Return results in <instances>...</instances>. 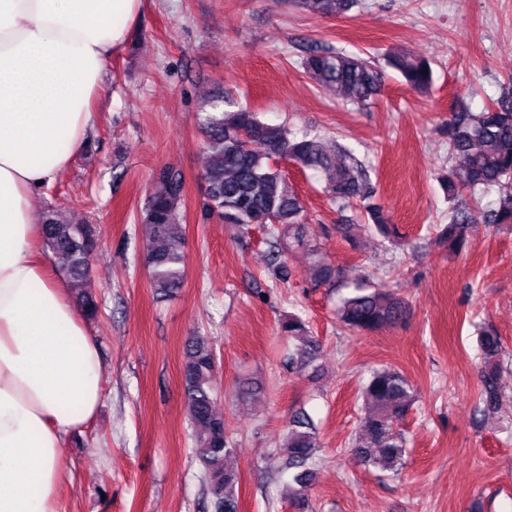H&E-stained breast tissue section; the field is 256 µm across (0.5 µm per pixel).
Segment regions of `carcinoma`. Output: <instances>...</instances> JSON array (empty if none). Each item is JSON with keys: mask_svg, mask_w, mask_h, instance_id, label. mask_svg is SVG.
I'll return each instance as SVG.
<instances>
[{"mask_svg": "<svg viewBox=\"0 0 512 512\" xmlns=\"http://www.w3.org/2000/svg\"><path fill=\"white\" fill-rule=\"evenodd\" d=\"M297 8L323 18L343 17L358 6V0H289ZM389 67L414 89L431 86L433 74L425 59L409 52L389 56ZM302 65L319 87L340 91L348 102L366 105L379 94L384 73L371 58L316 47L309 50ZM233 105L219 96L209 101L210 110L201 113L199 129L204 139L203 181L207 207L220 221L244 232L255 224L268 227L269 246L277 257L286 250H304L312 259L310 274L319 284L352 288L342 297L338 319L359 332H373L386 324L403 320L405 303L366 275L352 276L327 262L308 225L302 222L303 201L295 185L281 169L283 160L301 170H311L325 180L324 191L334 201L362 208L377 232L387 239L398 237L387 224L383 206L377 201L369 170L354 152L340 144L330 152L317 135L295 134L288 128L265 122L247 109L227 112ZM448 140L455 165L448 170L445 189L450 199L468 192L494 189L497 198L485 215L489 224L512 226V92L478 113L448 123ZM182 174L172 167L157 170L140 223L148 229L141 260L148 271V283L160 298L176 294L185 282L186 253L183 231ZM440 236L460 249L465 245L471 213L456 208ZM41 238L57 267L73 285L89 276L94 258L95 229L90 224H72L44 214ZM77 302L87 318L98 315L97 298L80 293ZM280 332L292 343L288 367L313 369L321 344L305 321L289 314L279 323ZM483 356L480 370V403L483 409H499L512 403L502 382L503 346L493 331L479 339ZM182 374L185 404L193 430L192 452L203 467L202 481L213 512H239L240 475L224 465L236 451L227 433L224 417L214 408L217 395V358L205 336H192L184 344ZM364 402L359 433L351 448L368 467L396 473L405 465L407 442L394 429V419L403 416L412 403L414 388L400 371H373L360 388ZM321 443L311 418L298 413L289 422L280 451L286 467L295 470L291 494L301 501L315 480L316 449Z\"/></svg>", "mask_w": 512, "mask_h": 512, "instance_id": "cac0c4a2", "label": "carcinoma"}]
</instances>
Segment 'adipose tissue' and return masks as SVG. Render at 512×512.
<instances>
[{
  "mask_svg": "<svg viewBox=\"0 0 512 512\" xmlns=\"http://www.w3.org/2000/svg\"><path fill=\"white\" fill-rule=\"evenodd\" d=\"M142 0H0V512H57L67 440L104 398L101 350L40 254L34 200L83 152Z\"/></svg>",
  "mask_w": 512,
  "mask_h": 512,
  "instance_id": "adipose-tissue-1",
  "label": "adipose tissue"
}]
</instances>
